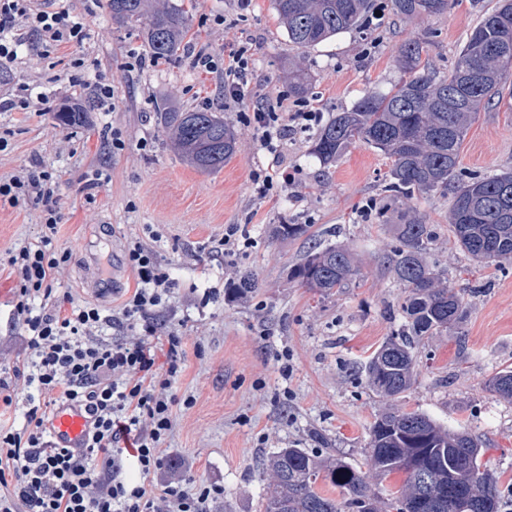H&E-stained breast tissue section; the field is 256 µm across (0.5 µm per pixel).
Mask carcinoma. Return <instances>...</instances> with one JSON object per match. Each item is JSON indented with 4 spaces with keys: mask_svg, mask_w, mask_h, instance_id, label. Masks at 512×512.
Masks as SVG:
<instances>
[{
    "mask_svg": "<svg viewBox=\"0 0 512 512\" xmlns=\"http://www.w3.org/2000/svg\"><path fill=\"white\" fill-rule=\"evenodd\" d=\"M298 49H311L343 32L365 28L372 0H272ZM402 20L438 17L449 0H391ZM112 20L139 29L151 57L170 65L179 60L191 32L189 12L161 0H108ZM424 42L412 38L397 50L402 78L385 93L360 99L338 112L317 133L312 154L327 166L351 144L363 142L390 160L388 191L405 200L417 194H450L448 224L455 243L487 268L512 262V171L459 178L457 166L466 134L478 112L500 96L512 78V0H497L459 50L451 71L436 78L423 60ZM293 93L307 88L304 70L289 68ZM88 106L67 105L56 119L67 126L85 122ZM158 116L172 145L202 171L224 167L237 147V134L220 112L180 110L167 103ZM398 246L389 262L404 288L400 308L406 328L372 356L370 386L384 397L403 393L413 378V339L432 336L463 323L464 297L443 284L427 262L434 236L430 226L405 211L396 225ZM276 238L312 237L308 224H277ZM353 256L344 245L318 241L291 272V279L320 295L347 285L355 275ZM490 391L512 399V370L487 382ZM369 473L332 456L320 458L302 448H282L267 460L273 489L264 512H499L497 481L488 469H471L470 458L484 455L482 441L467 431L450 432L417 411L387 409L370 428ZM394 472L402 486L384 499L374 481ZM325 481L345 489L338 501L317 487Z\"/></svg>",
    "mask_w": 512,
    "mask_h": 512,
    "instance_id": "obj_1",
    "label": "carcinoma"
}]
</instances>
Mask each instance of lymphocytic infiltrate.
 Masks as SVG:
<instances>
[{
  "instance_id": "1",
  "label": "lymphocytic infiltrate",
  "mask_w": 512,
  "mask_h": 512,
  "mask_svg": "<svg viewBox=\"0 0 512 512\" xmlns=\"http://www.w3.org/2000/svg\"><path fill=\"white\" fill-rule=\"evenodd\" d=\"M73 53L59 82L74 90L110 97L112 87L88 77L83 51L87 39L82 17L70 0H0V65L14 62L26 36ZM193 66L224 74V97L248 102L243 121L258 135L267 165L251 175L257 198L264 199L291 182L279 162L290 122L307 127L318 123L317 107L283 116L254 96L252 54L247 39L227 46L221 56L198 51ZM60 174L0 178V204L29 203L41 212V243L8 250L7 265L20 280L13 305L14 320L24 337L21 363L32 406L22 427L0 423V512H210L224 489L188 483L169 472L162 445L174 429L173 407H191L193 397L177 399L172 382L183 371L186 344L171 331L158 335L153 315L166 304L173 283L153 247L144 240L128 242L127 264L138 276L134 291L110 315L92 304L74 305L57 297L53 286L67 255L54 248L61 223L57 188ZM109 325L136 332L133 340L97 338L92 329ZM167 368L157 372V352ZM80 407L89 418L82 447L62 448L51 440L50 422L61 405ZM133 456L139 479L123 475L125 456Z\"/></svg>"
}]
</instances>
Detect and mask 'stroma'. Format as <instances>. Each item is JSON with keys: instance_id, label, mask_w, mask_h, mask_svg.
I'll return each instance as SVG.
<instances>
[{"instance_id": "1", "label": "stroma", "mask_w": 512, "mask_h": 512, "mask_svg": "<svg viewBox=\"0 0 512 512\" xmlns=\"http://www.w3.org/2000/svg\"><path fill=\"white\" fill-rule=\"evenodd\" d=\"M388 0H376L372 25L342 33L302 51L289 43L272 0H254L240 11L236 0H183L192 19V45L217 53L246 34L252 40L256 95L294 112L300 101L316 103L323 119L350 110L363 95L387 91L398 80L394 57L406 39H424L430 70H451L467 33L497 0H451L442 16L397 19ZM84 14V50L113 95L92 101L84 125L61 124L56 113L69 96L54 77L69 48L44 52L36 39L0 67V95L20 86L42 93V114L0 112V133L12 146L0 153V178L33 170L61 171L62 224L57 247L68 260L56 285L77 304L111 314L132 293L136 278L125 261L135 237L153 238L159 261L175 288L161 316L166 329L186 338L184 369L172 387L194 396L191 408L175 406V428L164 448L167 464L194 482L218 484L223 498L212 512H262L269 491L263 463L282 448L336 454L367 471L369 430L377 415L395 406L416 410L486 443L483 458L499 482L503 512H512V401L489 391L487 381L512 369V262L484 268L455 244L448 224L449 196L393 201L386 221L364 215L384 200L389 163L374 148L353 144L330 166L311 149L316 128L289 132L281 161L294 176L274 201L254 195L250 175L262 161L256 134L239 119L240 107L224 101V80L201 74L189 58L155 69L131 70L130 51H143L137 31L113 22L106 0H72ZM223 15L220 25L203 19ZM308 75L303 97L288 85L289 62ZM171 100L184 110L223 113L238 134L235 155L217 172H202L175 153L156 108ZM120 137L125 148L107 145ZM512 169V79L503 97L480 112L463 142L461 177ZM97 187H90L91 179ZM430 224L435 242L430 262L449 287L468 293L467 317L456 329L416 342L417 377L391 399L368 384L364 366L405 319L401 290L386 260L396 244L393 226L405 208ZM239 225L245 245L225 256L226 225ZM273 224H307L312 233L333 231L359 266L357 277L330 296L290 278L309 241L278 240ZM41 237L40 211L31 205L0 206V260L18 243ZM254 275L256 291L237 294L242 274ZM17 280L0 263V365L11 366L23 347L10 299ZM289 353L291 379H282L277 357ZM291 398H284V391Z\"/></svg>"}]
</instances>
